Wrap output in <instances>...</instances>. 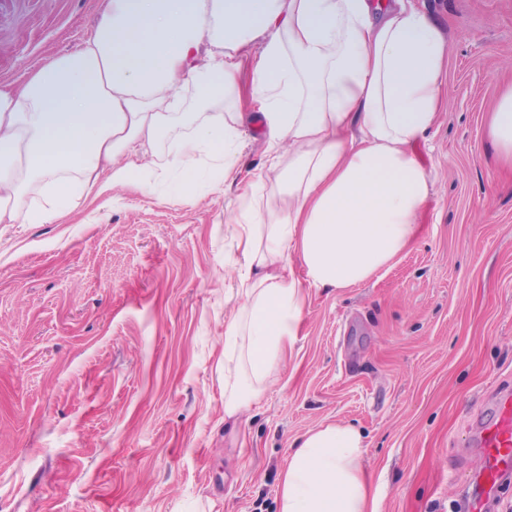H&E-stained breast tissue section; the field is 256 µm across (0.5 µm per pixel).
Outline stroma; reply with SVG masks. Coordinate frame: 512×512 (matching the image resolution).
I'll return each instance as SVG.
<instances>
[{
	"mask_svg": "<svg viewBox=\"0 0 512 512\" xmlns=\"http://www.w3.org/2000/svg\"><path fill=\"white\" fill-rule=\"evenodd\" d=\"M453 43L436 172L410 247L310 289L276 379L224 425L228 229L240 182L278 190L259 121L192 197L107 192L55 224H0V512H277L294 441L365 434L378 512H455L472 424L512 386V175L485 116L512 82V0H418ZM106 0H0V84L73 50Z\"/></svg>",
	"mask_w": 512,
	"mask_h": 512,
	"instance_id": "1",
	"label": "stroma"
}]
</instances>
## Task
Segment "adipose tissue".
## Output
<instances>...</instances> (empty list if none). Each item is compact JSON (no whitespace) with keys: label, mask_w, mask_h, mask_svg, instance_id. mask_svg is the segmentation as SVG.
<instances>
[{"label":"adipose tissue","mask_w":512,"mask_h":512,"mask_svg":"<svg viewBox=\"0 0 512 512\" xmlns=\"http://www.w3.org/2000/svg\"><path fill=\"white\" fill-rule=\"evenodd\" d=\"M451 51L409 0H108L78 50L0 86V224H50L170 171L184 189L206 164L231 174L237 76L251 57L247 103L288 187L263 206L258 183L241 187L224 257L237 302L224 324V419L239 422L300 331L306 287L365 282L412 242L435 181L415 148L438 121ZM487 134L512 168V85ZM164 141V161L144 164ZM29 193L44 205L22 208ZM279 489V512H377L362 432L337 421L307 431Z\"/></svg>","instance_id":"ef3b65f1"}]
</instances>
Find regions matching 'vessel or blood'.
I'll return each mask as SVG.
<instances>
[{"label":"vessel or blood","instance_id":"1","mask_svg":"<svg viewBox=\"0 0 512 512\" xmlns=\"http://www.w3.org/2000/svg\"><path fill=\"white\" fill-rule=\"evenodd\" d=\"M472 445L482 458L481 476L467 500V512H488L505 476L512 475V390L488 401L473 430Z\"/></svg>","mask_w":512,"mask_h":512}]
</instances>
